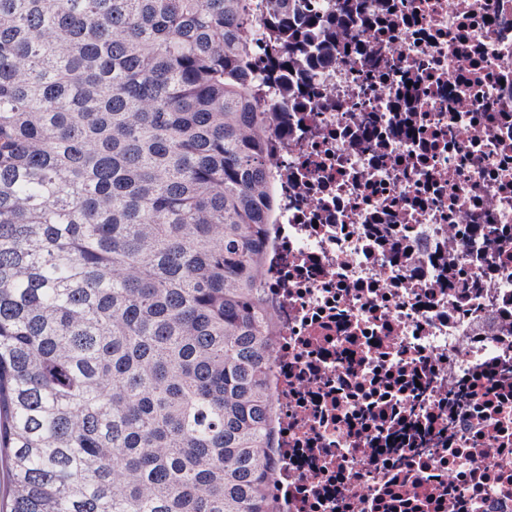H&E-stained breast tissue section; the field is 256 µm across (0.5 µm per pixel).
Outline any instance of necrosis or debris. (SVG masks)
Masks as SVG:
<instances>
[{"instance_id":"necrosis-or-debris-1","label":"necrosis or debris","mask_w":512,"mask_h":512,"mask_svg":"<svg viewBox=\"0 0 512 512\" xmlns=\"http://www.w3.org/2000/svg\"><path fill=\"white\" fill-rule=\"evenodd\" d=\"M364 4L265 98L278 509L512 512V0Z\"/></svg>"}]
</instances>
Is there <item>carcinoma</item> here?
I'll return each instance as SVG.
<instances>
[{
	"instance_id": "1",
	"label": "carcinoma",
	"mask_w": 512,
	"mask_h": 512,
	"mask_svg": "<svg viewBox=\"0 0 512 512\" xmlns=\"http://www.w3.org/2000/svg\"><path fill=\"white\" fill-rule=\"evenodd\" d=\"M271 0L263 26L350 25ZM249 0H0V512H277Z\"/></svg>"
}]
</instances>
